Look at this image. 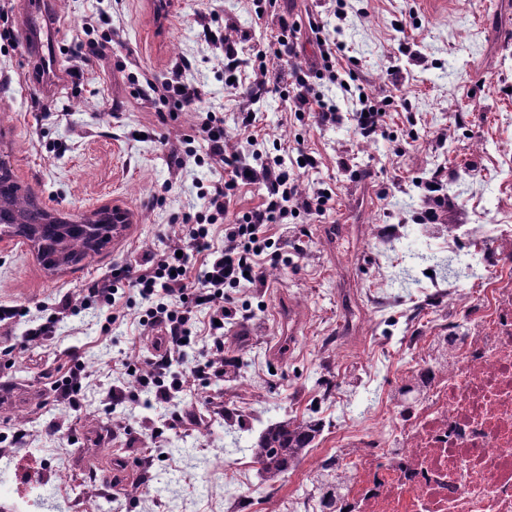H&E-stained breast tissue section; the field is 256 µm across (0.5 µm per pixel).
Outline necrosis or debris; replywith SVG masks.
Masks as SVG:
<instances>
[{
  "label": "necrosis or debris",
  "instance_id": "obj_1",
  "mask_svg": "<svg viewBox=\"0 0 512 512\" xmlns=\"http://www.w3.org/2000/svg\"><path fill=\"white\" fill-rule=\"evenodd\" d=\"M471 318L410 337L412 399L343 433L338 512H512V274Z\"/></svg>",
  "mask_w": 512,
  "mask_h": 512
}]
</instances>
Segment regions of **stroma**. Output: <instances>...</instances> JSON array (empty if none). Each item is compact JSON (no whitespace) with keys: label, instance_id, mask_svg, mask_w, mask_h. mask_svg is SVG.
Instances as JSON below:
<instances>
[{"label":"stroma","instance_id":"stroma-1","mask_svg":"<svg viewBox=\"0 0 512 512\" xmlns=\"http://www.w3.org/2000/svg\"><path fill=\"white\" fill-rule=\"evenodd\" d=\"M170 2L173 15L161 20L155 0H0V149L17 180L51 209L118 205L133 214L101 254L56 272L28 244L0 240V305L29 308L5 338L11 354L0 355V449L10 459L0 467V505L16 512H31L49 492L68 512L107 495L120 512H277L281 501L309 495L315 454L341 452L337 433L398 383L407 337L432 325L428 299L454 290L461 303L442 312L465 322L487 286L486 278L450 279L436 267L469 240L424 221L419 201L428 184L445 186L449 223L491 225L512 240V10L502 0H347L340 21L332 0H290L301 64L317 53L307 27L315 17L339 43L356 85L388 99L387 134L366 140L348 121L321 128L298 121L275 96L255 104L256 133L285 147L303 142L317 160L303 182L330 189L332 200L325 216L303 214L289 225L282 257L266 262L262 282L235 291L237 304L253 312L248 322L224 325V353L242 361L240 378L219 390L197 382L179 400L194 420L168 429L169 404L145 402L122 367L149 357L157 341L142 333L144 305L131 291L110 332L89 309L59 322L53 340L27 342L26 330L62 295L164 250L199 211V188L219 169L190 163L178 170L168 157L208 111L228 118L226 152L248 150L246 131L232 119L242 99L225 86L224 55L211 38L244 41L239 70L250 79L253 50L272 41L274 22L257 17L252 0ZM44 16L55 27L42 37L61 59L51 80L25 37ZM90 41L108 49L74 73ZM186 58L194 67L183 78L202 90L197 109L159 110L136 97L137 77L169 78ZM286 307L302 325L278 354ZM348 310L368 328L339 349L336 326ZM72 349L87 373L76 407L51 389ZM116 387L126 394L117 406ZM290 416L320 422L321 435L272 500L247 448ZM19 429L27 433L21 445L12 440ZM102 450L124 459L126 471L90 470Z\"/></svg>","mask_w":512,"mask_h":512}]
</instances>
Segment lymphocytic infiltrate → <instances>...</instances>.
Here are the masks:
<instances>
[{
	"mask_svg": "<svg viewBox=\"0 0 512 512\" xmlns=\"http://www.w3.org/2000/svg\"><path fill=\"white\" fill-rule=\"evenodd\" d=\"M254 2L276 10L279 33L268 49L255 55L258 75L242 94L247 107L238 113L237 125L245 130L253 127L257 117L255 104L271 94L289 102L298 118H312L320 126L339 122L338 107L325 101L317 88L319 81L336 83L341 79L336 67L335 42L320 38V22L309 19L311 32L319 36V63L290 70L288 78L268 82L270 63L296 56L297 25L287 11L279 10V0ZM200 150L226 175L202 189V209L195 213L193 223L185 225L177 245L147 255L141 268H114L111 277L83 289L80 300L63 296L43 323L28 329V340L53 339L57 324L81 308L106 310L107 322H116V295L119 289L127 287L148 303L140 318L144 331L163 333L166 343L164 351L133 369L131 376L139 385L153 388L157 399L171 403L174 394L192 388L196 381L223 378L225 365L232 362L224 354L223 323L238 313L233 290L260 281L265 260L278 258L275 227L287 223L298 212L324 215L332 193L303 187L299 174L288 166L284 155H270L260 142L252 143L249 155H225L224 117L215 112L208 113L192 143L174 153L173 161L183 165L186 158ZM245 186L261 189L262 201L248 211L232 212L237 192ZM217 224L224 227V245L218 250L208 240L212 226ZM201 309L206 310L211 321L208 332L212 350L180 374H172L174 360L181 358L185 344L196 336V313Z\"/></svg>",
	"mask_w": 512,
	"mask_h": 512,
	"instance_id": "obj_1",
	"label": "lymphocytic infiltrate"
}]
</instances>
